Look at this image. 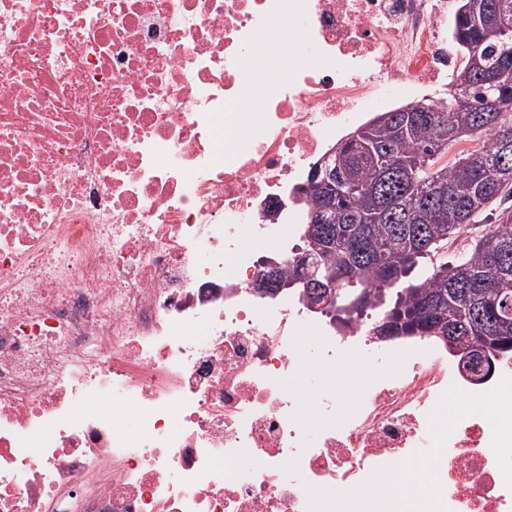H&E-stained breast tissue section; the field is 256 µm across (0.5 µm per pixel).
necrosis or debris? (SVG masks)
Instances as JSON below:
<instances>
[{"label":"necrosis or debris","mask_w":512,"mask_h":512,"mask_svg":"<svg viewBox=\"0 0 512 512\" xmlns=\"http://www.w3.org/2000/svg\"><path fill=\"white\" fill-rule=\"evenodd\" d=\"M459 2L0 0V512H512V354L253 286L313 166L447 97ZM355 357L350 402L285 385ZM276 37L280 38V40H274L272 38H267L266 36V45L263 48L264 53L271 51L281 50L283 54V65L288 68V51H286V47H288L289 43L298 42L301 40V34L299 30L295 27H290V30L285 27H278V30L275 34ZM288 37V39H284Z\"/></svg>","instance_id":"4bbe7bcc"}]
</instances>
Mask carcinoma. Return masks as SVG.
<instances>
[{
	"instance_id": "carcinoma-1",
	"label": "carcinoma",
	"mask_w": 512,
	"mask_h": 512,
	"mask_svg": "<svg viewBox=\"0 0 512 512\" xmlns=\"http://www.w3.org/2000/svg\"><path fill=\"white\" fill-rule=\"evenodd\" d=\"M493 19L512 25V0H481ZM458 43L477 41L478 59L464 51L463 68L434 108L422 105V119L404 123L387 113L369 123L377 148L348 145L325 166L336 180L357 191L331 201L311 173L310 219L302 250L316 251L317 278L336 281L327 306L344 301L360 311L382 308L406 336H486L487 360L512 352V212H500L470 253L440 260L448 239L476 223L490 207L512 198V82L493 86L487 76L512 69V29L494 36L473 28L459 12ZM486 140L484 148L442 162L461 141ZM354 273L339 278L343 263ZM387 287V297L373 288Z\"/></svg>"
}]
</instances>
